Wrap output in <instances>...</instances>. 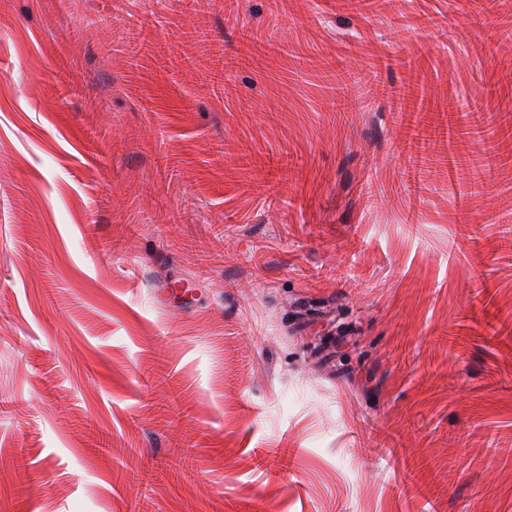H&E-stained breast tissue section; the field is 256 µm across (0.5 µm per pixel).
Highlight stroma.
I'll use <instances>...</instances> for the list:
<instances>
[{
    "instance_id": "35a3bbf8",
    "label": "stroma",
    "mask_w": 512,
    "mask_h": 512,
    "mask_svg": "<svg viewBox=\"0 0 512 512\" xmlns=\"http://www.w3.org/2000/svg\"><path fill=\"white\" fill-rule=\"evenodd\" d=\"M509 60L512 0H0V512H512ZM403 90L471 108L415 175Z\"/></svg>"
}]
</instances>
